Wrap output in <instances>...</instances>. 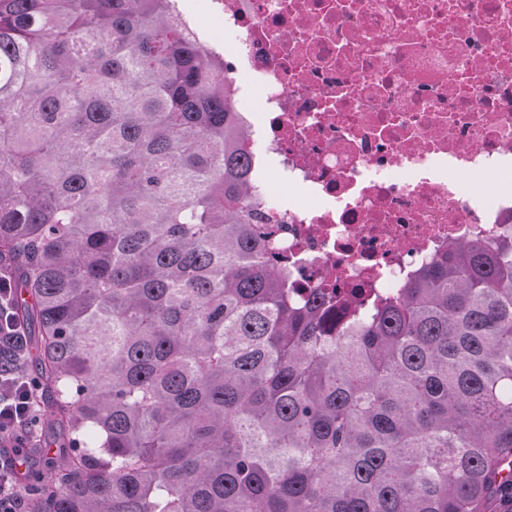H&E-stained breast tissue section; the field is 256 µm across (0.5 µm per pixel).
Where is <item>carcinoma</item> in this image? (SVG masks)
<instances>
[{
  "mask_svg": "<svg viewBox=\"0 0 512 512\" xmlns=\"http://www.w3.org/2000/svg\"><path fill=\"white\" fill-rule=\"evenodd\" d=\"M224 60L170 0H0V269L35 341L33 512H486L512 487V239L298 301Z\"/></svg>",
  "mask_w": 512,
  "mask_h": 512,
  "instance_id": "carcinoma-1",
  "label": "carcinoma"
}]
</instances>
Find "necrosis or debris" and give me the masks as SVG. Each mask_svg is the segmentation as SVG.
Instances as JSON below:
<instances>
[{"mask_svg": "<svg viewBox=\"0 0 512 512\" xmlns=\"http://www.w3.org/2000/svg\"><path fill=\"white\" fill-rule=\"evenodd\" d=\"M204 15L289 287L367 309L512 238V0H197L199 39Z\"/></svg>", "mask_w": 512, "mask_h": 512, "instance_id": "4bbe7bcc", "label": "necrosis or debris"}]
</instances>
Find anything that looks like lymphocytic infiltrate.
Wrapping results in <instances>:
<instances>
[{"instance_id": "lymphocytic-infiltrate-1", "label": "lymphocytic infiltrate", "mask_w": 512, "mask_h": 512, "mask_svg": "<svg viewBox=\"0 0 512 512\" xmlns=\"http://www.w3.org/2000/svg\"><path fill=\"white\" fill-rule=\"evenodd\" d=\"M13 295L8 275L0 274V512H30V492L14 475L21 449L38 435L40 401L25 369L29 336L14 320Z\"/></svg>"}]
</instances>
